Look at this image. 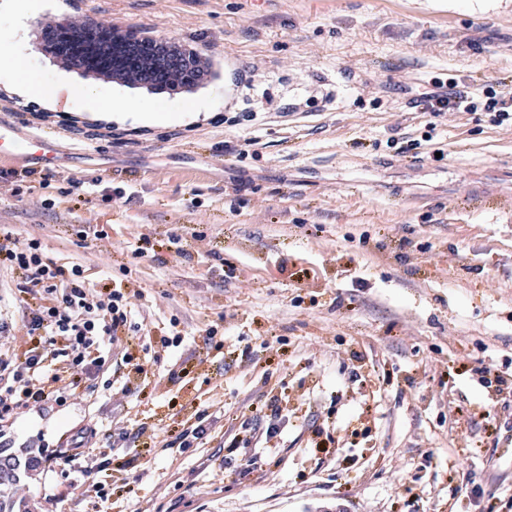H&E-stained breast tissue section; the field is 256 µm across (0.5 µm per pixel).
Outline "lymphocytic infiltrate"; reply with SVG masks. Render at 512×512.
I'll return each mask as SVG.
<instances>
[{
    "mask_svg": "<svg viewBox=\"0 0 512 512\" xmlns=\"http://www.w3.org/2000/svg\"><path fill=\"white\" fill-rule=\"evenodd\" d=\"M417 107L432 118L485 110L494 124L512 120V88L485 87L481 94L446 89L420 93ZM37 242L0 243V271H22L19 292L37 297L23 325L24 351L0 350V427L29 402L64 404L79 386L78 373L103 371L106 345L119 342L128 324L119 290L85 287L83 270L43 262Z\"/></svg>",
    "mask_w": 512,
    "mask_h": 512,
    "instance_id": "obj_1",
    "label": "lymphocytic infiltrate"
}]
</instances>
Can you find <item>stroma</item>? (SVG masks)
I'll return each instance as SVG.
<instances>
[{"label": "stroma", "mask_w": 512, "mask_h": 512, "mask_svg": "<svg viewBox=\"0 0 512 512\" xmlns=\"http://www.w3.org/2000/svg\"><path fill=\"white\" fill-rule=\"evenodd\" d=\"M172 38L211 64L181 94L38 48L65 17ZM0 121L62 166L0 161V237L120 286L142 326L62 406L0 432L100 446L19 497L39 512H512V127L413 108L512 76V0H36L0 9ZM169 347H162L160 334ZM130 351L134 365L122 362ZM144 373H136V365ZM287 414L267 443L268 392ZM204 415L200 439L182 430ZM101 494H68V480ZM36 91L50 100H56L61 91H65L71 99L94 100L98 92L90 85H60L52 84L47 87H40Z\"/></svg>", "instance_id": "35a3bbf8"}]
</instances>
